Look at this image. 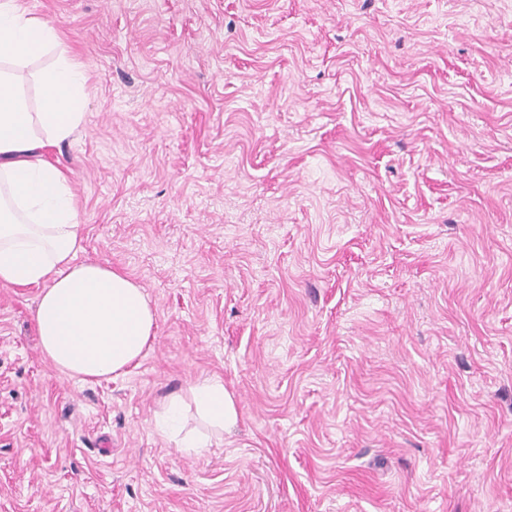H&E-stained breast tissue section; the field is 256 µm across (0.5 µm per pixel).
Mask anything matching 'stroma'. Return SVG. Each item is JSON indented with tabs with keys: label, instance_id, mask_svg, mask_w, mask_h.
Wrapping results in <instances>:
<instances>
[{
	"label": "stroma",
	"instance_id": "1",
	"mask_svg": "<svg viewBox=\"0 0 512 512\" xmlns=\"http://www.w3.org/2000/svg\"><path fill=\"white\" fill-rule=\"evenodd\" d=\"M21 3L87 78L78 259L156 338L67 378L0 285V512H512V0ZM189 390L199 417L213 432H224L236 424L238 414L235 401L224 390L221 381L204 379L193 384ZM184 409L185 401L181 396L171 397L161 415L159 430L166 435H182Z\"/></svg>",
	"mask_w": 512,
	"mask_h": 512
}]
</instances>
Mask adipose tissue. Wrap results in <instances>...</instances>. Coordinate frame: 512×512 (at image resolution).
Returning <instances> with one entry per match:
<instances>
[{
	"label": "adipose tissue",
	"mask_w": 512,
	"mask_h": 512,
	"mask_svg": "<svg viewBox=\"0 0 512 512\" xmlns=\"http://www.w3.org/2000/svg\"><path fill=\"white\" fill-rule=\"evenodd\" d=\"M59 45L48 21L28 14L20 0H0V283L39 287L36 335L59 372L81 381L111 379L136 366L149 348L155 312L129 276L77 260L83 249L78 206L65 173L44 157L86 118L84 71ZM48 54L53 63L32 74L41 94L34 111L20 70ZM189 401L208 432L185 431ZM237 417L223 383L205 379L191 386L189 398L169 399L159 429L198 454Z\"/></svg>",
	"instance_id": "ef3b65f1"
}]
</instances>
